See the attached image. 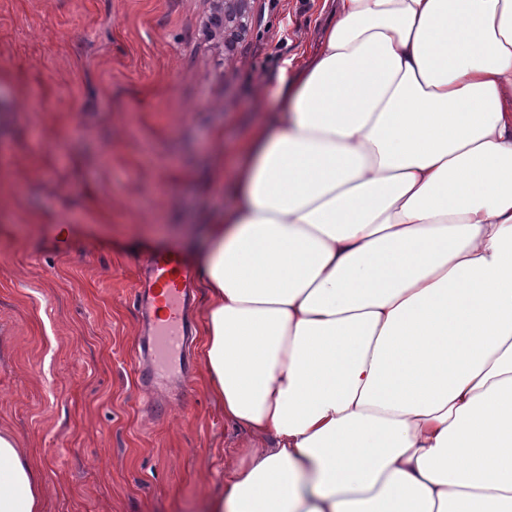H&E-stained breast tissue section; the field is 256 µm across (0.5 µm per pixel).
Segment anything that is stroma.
<instances>
[{
  "label": "stroma",
  "mask_w": 512,
  "mask_h": 512,
  "mask_svg": "<svg viewBox=\"0 0 512 512\" xmlns=\"http://www.w3.org/2000/svg\"><path fill=\"white\" fill-rule=\"evenodd\" d=\"M217 0H0V430L43 512H197L248 432L203 362L162 416L136 365L144 259L199 267L216 177L317 40L321 0H252L233 55Z\"/></svg>",
  "instance_id": "1"
}]
</instances>
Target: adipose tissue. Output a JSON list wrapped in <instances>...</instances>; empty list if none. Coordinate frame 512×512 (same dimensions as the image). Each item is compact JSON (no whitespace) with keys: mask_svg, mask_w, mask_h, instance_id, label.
<instances>
[{"mask_svg":"<svg viewBox=\"0 0 512 512\" xmlns=\"http://www.w3.org/2000/svg\"><path fill=\"white\" fill-rule=\"evenodd\" d=\"M321 15L207 227V388L253 441L206 512H512V0ZM43 495L0 431V512Z\"/></svg>","mask_w":512,"mask_h":512,"instance_id":"ef3b65f1","label":"adipose tissue"}]
</instances>
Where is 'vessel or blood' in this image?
Listing matches in <instances>:
<instances>
[{
	"mask_svg": "<svg viewBox=\"0 0 512 512\" xmlns=\"http://www.w3.org/2000/svg\"><path fill=\"white\" fill-rule=\"evenodd\" d=\"M195 274L173 255H152L135 290L139 318L145 339L141 354L146 359L160 355L176 359L178 369L171 381L181 384L192 379V364L186 344L191 334L189 312L195 300Z\"/></svg>",
	"mask_w": 512,
	"mask_h": 512,
	"instance_id": "obj_1",
	"label": "vessel or blood"
}]
</instances>
